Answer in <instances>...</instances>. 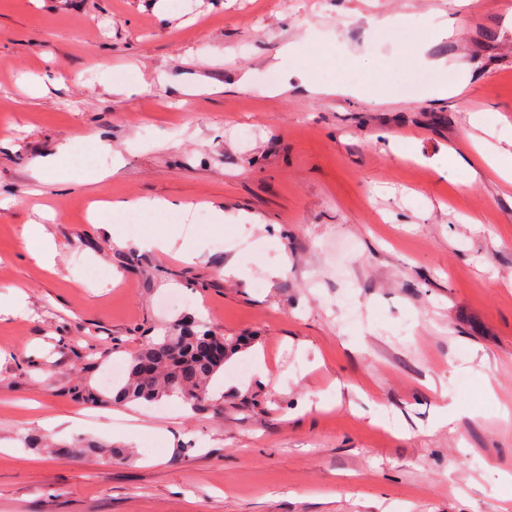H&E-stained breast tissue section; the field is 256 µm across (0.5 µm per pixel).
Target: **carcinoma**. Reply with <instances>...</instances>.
<instances>
[{"instance_id": "obj_1", "label": "carcinoma", "mask_w": 512, "mask_h": 512, "mask_svg": "<svg viewBox=\"0 0 512 512\" xmlns=\"http://www.w3.org/2000/svg\"><path fill=\"white\" fill-rule=\"evenodd\" d=\"M244 345L242 337L227 339L209 329L176 323L165 336L131 357L128 379L117 390L115 400L151 402L175 395L195 408L206 406L211 401L212 379ZM203 347L218 349L223 358L202 359L198 352Z\"/></svg>"}]
</instances>
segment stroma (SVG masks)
I'll return each instance as SVG.
<instances>
[{
  "label": "stroma",
  "instance_id": "1",
  "mask_svg": "<svg viewBox=\"0 0 512 512\" xmlns=\"http://www.w3.org/2000/svg\"><path fill=\"white\" fill-rule=\"evenodd\" d=\"M506 119L512 0H0V512H512V184L442 169L512 168ZM175 323L249 346L207 407L115 402ZM24 244L27 252L41 264L53 263L57 246L45 232L43 224L31 220L24 228Z\"/></svg>",
  "mask_w": 512,
  "mask_h": 512
}]
</instances>
